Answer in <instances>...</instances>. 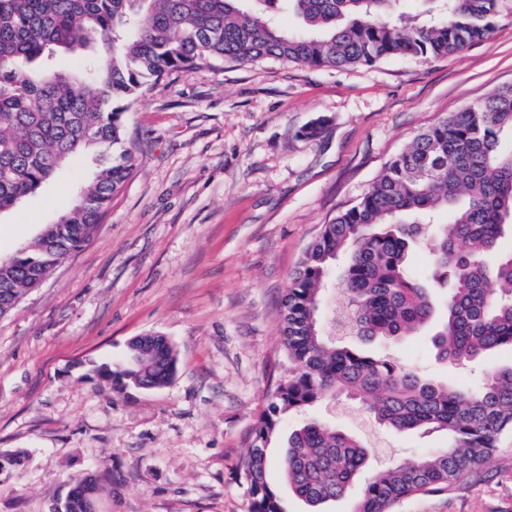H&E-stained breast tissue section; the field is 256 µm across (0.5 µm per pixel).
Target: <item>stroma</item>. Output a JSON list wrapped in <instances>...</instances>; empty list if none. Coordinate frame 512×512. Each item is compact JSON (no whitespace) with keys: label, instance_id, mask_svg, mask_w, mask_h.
Returning a JSON list of instances; mask_svg holds the SVG:
<instances>
[{"label":"stroma","instance_id":"obj_1","mask_svg":"<svg viewBox=\"0 0 512 512\" xmlns=\"http://www.w3.org/2000/svg\"><path fill=\"white\" fill-rule=\"evenodd\" d=\"M510 85L505 16L437 59L203 62L146 89L125 125L133 179L96 235L0 318V450L28 455L0 475V512H50L93 462L112 473L102 512H247L237 470L306 247L417 133ZM318 120L321 134L304 136ZM95 170L92 158L72 160L0 213V259L56 223ZM149 333L177 349L171 386L120 393L96 376ZM372 349L454 386L512 363L503 349L450 365L425 336ZM311 413L371 448L374 470L443 444L389 432L344 398ZM400 512H512V438L453 494L410 498Z\"/></svg>","mask_w":512,"mask_h":512}]
</instances>
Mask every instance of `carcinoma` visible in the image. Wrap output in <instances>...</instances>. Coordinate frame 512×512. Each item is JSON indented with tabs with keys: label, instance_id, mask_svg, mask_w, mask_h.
<instances>
[{
	"label": "carcinoma",
	"instance_id": "obj_1",
	"mask_svg": "<svg viewBox=\"0 0 512 512\" xmlns=\"http://www.w3.org/2000/svg\"><path fill=\"white\" fill-rule=\"evenodd\" d=\"M404 18L401 0H0V212L36 193L65 162L102 150L94 179L60 222L0 261V313L96 233L113 197L133 178L123 148L125 114L143 87L201 61L280 59L309 67L372 66L389 57L430 60L463 50L512 12V0H422ZM288 4L303 27L278 22ZM89 52L83 72L56 58ZM512 87L497 89L418 133L364 196L322 225L307 246L282 301L284 361L263 395L237 474L248 512H285L270 482L269 448L283 420L304 415L328 395L362 403L380 426L439 433L446 444L418 459L380 468L352 512H396L420 494L452 493L502 439L512 436V364L491 367L474 389L418 376L400 362L348 340L397 339L431 332L451 363L512 350ZM423 250L430 280L451 284L442 318L431 287L415 274ZM343 284L336 340L319 309L328 282ZM177 351L161 337L134 338L128 359L95 371L120 390L172 383ZM25 452L0 451V469ZM370 462V450L313 417L286 441L278 467L288 493L308 512L343 498ZM112 473L79 476L62 512H88Z\"/></svg>",
	"mask_w": 512,
	"mask_h": 512
}]
</instances>
